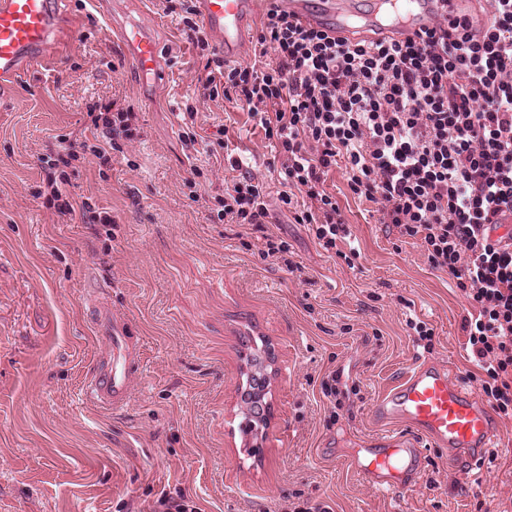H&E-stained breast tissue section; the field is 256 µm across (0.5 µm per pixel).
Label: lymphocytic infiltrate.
I'll return each mask as SVG.
<instances>
[{"label": "lymphocytic infiltrate", "instance_id": "1", "mask_svg": "<svg viewBox=\"0 0 512 512\" xmlns=\"http://www.w3.org/2000/svg\"><path fill=\"white\" fill-rule=\"evenodd\" d=\"M477 2L415 39L350 41L271 14L244 68L211 52L196 0H180V10L184 34L210 66L204 96L241 102L263 129L280 167L279 200L295 223L327 250L345 238L346 221L323 188L345 161L352 194L375 204L381 223L416 241L471 300L461 330L487 375L482 392L512 417V236L489 238L512 211V0ZM88 115L92 141L47 162V202L61 216L109 224V212L75 199L68 170L88 154L110 162L120 141L138 139L136 115L113 102L94 103ZM226 154L239 176L209 220L268 223L261 183L234 148Z\"/></svg>", "mask_w": 512, "mask_h": 512}]
</instances>
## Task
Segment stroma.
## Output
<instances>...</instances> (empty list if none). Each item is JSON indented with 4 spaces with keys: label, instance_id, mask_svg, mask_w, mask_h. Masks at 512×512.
<instances>
[{
    "label": "stroma",
    "instance_id": "obj_1",
    "mask_svg": "<svg viewBox=\"0 0 512 512\" xmlns=\"http://www.w3.org/2000/svg\"><path fill=\"white\" fill-rule=\"evenodd\" d=\"M131 23L161 44L158 91L142 87L112 39L113 26ZM205 64L165 0H64L57 55L0 94V512H151L165 488L199 512H291L306 501L331 512H512L510 417H498L470 474L438 448L407 491L356 472L358 449L381 434L374 402L414 364L445 366L480 391L485 374L460 330L472 305L350 192L345 168L325 182L349 232L336 250L293 223L267 168L271 141L241 103L203 98ZM112 100L135 112L142 137L111 164L77 161L71 191L115 221L59 216L42 160L83 141L89 105ZM187 103L203 143L225 138L247 159L270 223H210L206 202L233 173L223 152L184 148L177 113ZM196 167L198 202L185 184ZM269 236L288 243L299 271L263 256ZM104 311L131 338L129 397L109 411L86 395ZM414 321L432 328L431 347ZM257 356L268 414L255 425L241 394Z\"/></svg>",
    "mask_w": 512,
    "mask_h": 512
}]
</instances>
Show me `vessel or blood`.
I'll return each mask as SVG.
<instances>
[{
  "instance_id": "obj_1",
  "label": "vessel or blood",
  "mask_w": 512,
  "mask_h": 512,
  "mask_svg": "<svg viewBox=\"0 0 512 512\" xmlns=\"http://www.w3.org/2000/svg\"><path fill=\"white\" fill-rule=\"evenodd\" d=\"M62 0H0V90L45 59L58 33ZM468 0H198L199 18L213 36L225 61L236 62L247 43V27L259 7L284 10L305 27L339 37L353 32H398L414 36L438 20H455ZM117 40L128 46L129 63L144 85L159 89L161 46L138 26L117 27ZM102 341L100 365L87 384L89 398L109 410L124 404L131 370L116 362L127 342L123 325L104 317L97 325ZM372 416L393 431L369 442L356 471L384 491L417 485L426 447L444 448L461 474L484 461L497 433L496 419L486 400L454 380L448 369L415 365L375 403Z\"/></svg>"
}]
</instances>
